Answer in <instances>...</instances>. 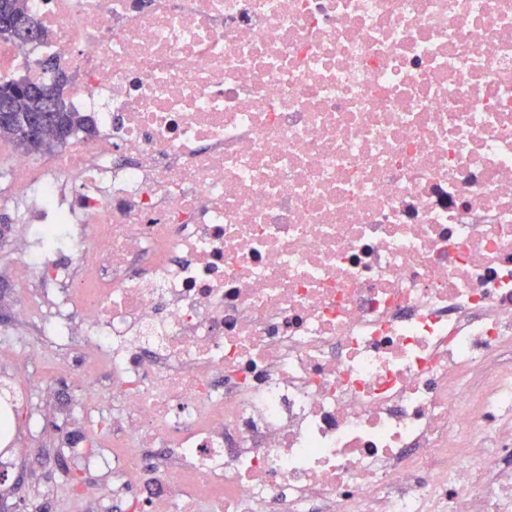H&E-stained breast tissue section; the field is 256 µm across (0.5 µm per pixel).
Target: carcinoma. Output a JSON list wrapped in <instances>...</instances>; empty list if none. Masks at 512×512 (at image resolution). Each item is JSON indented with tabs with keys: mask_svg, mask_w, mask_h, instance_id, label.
Returning <instances> with one entry per match:
<instances>
[{
	"mask_svg": "<svg viewBox=\"0 0 512 512\" xmlns=\"http://www.w3.org/2000/svg\"><path fill=\"white\" fill-rule=\"evenodd\" d=\"M24 18L37 32L43 35L41 26L30 15L26 0H0V19ZM64 74L54 77L52 83L30 82L22 89L16 86V79L0 78V96L11 103V111L0 114V139L11 141L19 151L27 154H48L68 144L79 131H89L88 119L74 111L64 96ZM53 110L48 113L52 136L39 141L31 139L30 120L44 112L47 105Z\"/></svg>",
	"mask_w": 512,
	"mask_h": 512,
	"instance_id": "cac0c4a2",
	"label": "carcinoma"
}]
</instances>
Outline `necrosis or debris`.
Segmentation results:
<instances>
[{
  "mask_svg": "<svg viewBox=\"0 0 512 512\" xmlns=\"http://www.w3.org/2000/svg\"><path fill=\"white\" fill-rule=\"evenodd\" d=\"M28 6L94 128L8 158L0 341L111 394L101 497L512 512V0ZM22 298L18 288H12L7 282H0V325H9L13 321L15 309Z\"/></svg>",
  "mask_w": 512,
  "mask_h": 512,
  "instance_id": "1",
  "label": "necrosis or debris"
}]
</instances>
